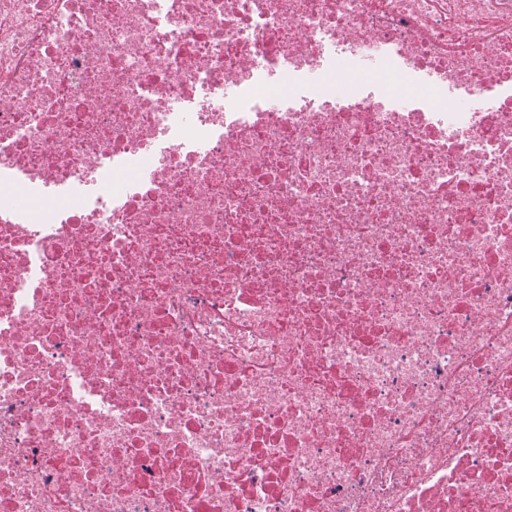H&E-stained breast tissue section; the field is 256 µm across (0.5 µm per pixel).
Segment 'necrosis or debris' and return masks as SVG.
Masks as SVG:
<instances>
[{
  "label": "necrosis or debris",
  "mask_w": 512,
  "mask_h": 512,
  "mask_svg": "<svg viewBox=\"0 0 512 512\" xmlns=\"http://www.w3.org/2000/svg\"><path fill=\"white\" fill-rule=\"evenodd\" d=\"M0 512H512V0H0Z\"/></svg>",
  "instance_id": "4bbe7bcc"
}]
</instances>
